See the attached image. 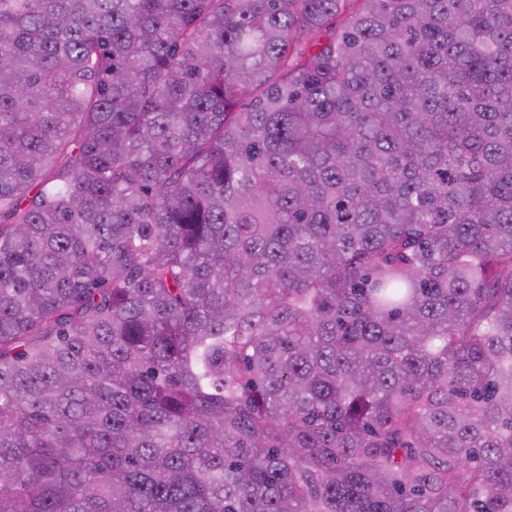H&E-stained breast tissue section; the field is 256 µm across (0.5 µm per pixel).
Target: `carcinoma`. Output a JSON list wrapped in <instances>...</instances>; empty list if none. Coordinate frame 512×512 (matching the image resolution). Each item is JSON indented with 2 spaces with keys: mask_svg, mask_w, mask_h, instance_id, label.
I'll list each match as a JSON object with an SVG mask.
<instances>
[{
  "mask_svg": "<svg viewBox=\"0 0 512 512\" xmlns=\"http://www.w3.org/2000/svg\"><path fill=\"white\" fill-rule=\"evenodd\" d=\"M0 512H512V0H0Z\"/></svg>",
  "mask_w": 512,
  "mask_h": 512,
  "instance_id": "cac0c4a2",
  "label": "carcinoma"
}]
</instances>
